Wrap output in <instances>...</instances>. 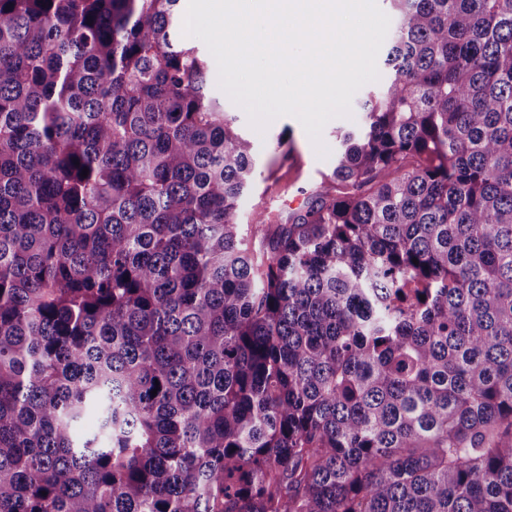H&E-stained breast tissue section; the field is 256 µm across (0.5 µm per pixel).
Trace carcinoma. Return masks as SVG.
<instances>
[{
	"instance_id": "1",
	"label": "carcinoma",
	"mask_w": 512,
	"mask_h": 512,
	"mask_svg": "<svg viewBox=\"0 0 512 512\" xmlns=\"http://www.w3.org/2000/svg\"><path fill=\"white\" fill-rule=\"evenodd\" d=\"M388 2L246 240L180 0H0V512H512V0Z\"/></svg>"
}]
</instances>
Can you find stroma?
Here are the masks:
<instances>
[{
	"label": "stroma",
	"mask_w": 512,
	"mask_h": 512,
	"mask_svg": "<svg viewBox=\"0 0 512 512\" xmlns=\"http://www.w3.org/2000/svg\"><path fill=\"white\" fill-rule=\"evenodd\" d=\"M211 97L223 100L224 109L237 119V125L252 145L257 167L254 183L238 213L240 224L252 222L256 209H269L288 216L303 207L323 174L331 167L330 158L319 157L300 122L291 116L274 120L265 130L251 128L242 108L226 100L217 82H210ZM287 134L290 147L275 148L280 134Z\"/></svg>",
	"instance_id": "obj_1"
}]
</instances>
